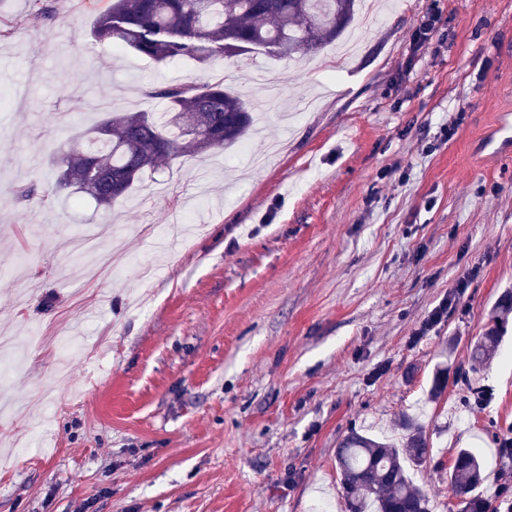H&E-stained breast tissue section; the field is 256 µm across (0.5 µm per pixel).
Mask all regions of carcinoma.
Returning a JSON list of instances; mask_svg holds the SVG:
<instances>
[{"label": "carcinoma", "instance_id": "cac0c4a2", "mask_svg": "<svg viewBox=\"0 0 512 512\" xmlns=\"http://www.w3.org/2000/svg\"><path fill=\"white\" fill-rule=\"evenodd\" d=\"M357 0H107L96 13L93 36L157 63L191 58L201 65L234 63L267 54L290 61L338 39L353 21ZM165 111L113 112L86 147L73 146L54 161L58 183L74 185L112 206L163 160L202 155L240 143L252 116L244 97L215 76L203 83L152 87ZM491 333L471 349L474 363L494 351ZM402 447L351 431L336 464L346 512H430L429 500L410 471L431 462L429 441L410 415ZM491 464L470 448L457 451L448 481L459 512H489L484 496Z\"/></svg>", "mask_w": 512, "mask_h": 512}]
</instances>
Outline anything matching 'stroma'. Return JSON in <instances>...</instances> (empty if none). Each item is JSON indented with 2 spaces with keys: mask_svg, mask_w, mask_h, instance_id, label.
<instances>
[{
  "mask_svg": "<svg viewBox=\"0 0 512 512\" xmlns=\"http://www.w3.org/2000/svg\"><path fill=\"white\" fill-rule=\"evenodd\" d=\"M45 2L0 0V341L22 345L0 380L17 411L0 420V512H343L345 436L405 438L413 413L432 512L456 508L458 449L501 484L512 156L487 168L475 145L512 112V0H397L330 75L332 46L255 56L286 102L313 99L291 116L259 107L249 68L116 52L91 35L99 0ZM213 72L255 114L242 147L162 164L112 208L57 185L54 159L107 113L163 111L150 87ZM87 226L117 258L93 282L88 257L57 253Z\"/></svg>",
  "mask_w": 512,
  "mask_h": 512,
  "instance_id": "1",
  "label": "stroma"
}]
</instances>
